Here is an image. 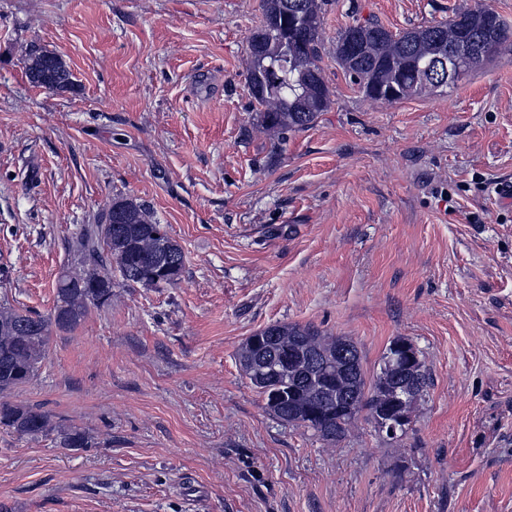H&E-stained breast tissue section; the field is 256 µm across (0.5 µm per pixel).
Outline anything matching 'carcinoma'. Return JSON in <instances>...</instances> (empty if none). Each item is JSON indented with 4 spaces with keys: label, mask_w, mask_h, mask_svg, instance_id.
Returning <instances> with one entry per match:
<instances>
[{
    "label": "carcinoma",
    "mask_w": 512,
    "mask_h": 512,
    "mask_svg": "<svg viewBox=\"0 0 512 512\" xmlns=\"http://www.w3.org/2000/svg\"><path fill=\"white\" fill-rule=\"evenodd\" d=\"M261 0L263 23L248 39L251 68L246 76L262 129L285 135L315 125L331 104L321 58L324 49L325 0ZM467 20L418 26L394 33L375 21L354 22L337 32L333 52L350 82L367 98L395 103L433 87L428 72L448 55V47L472 33L480 37L476 52L452 66L444 87L453 88L469 72L496 53L512 49V27L500 15L486 25L482 8L456 13ZM31 83L48 90L73 84L72 74L58 56L46 52L27 66ZM79 267L61 273L57 301L48 316L33 315L0 304V391L30 382L45 358L49 329L75 328L92 306L112 300V271L123 281L143 287L175 284L185 265L182 247L153 218L150 207L127 196H116L104 223L84 231L78 241ZM353 345L342 336H327L309 325L274 323L248 337L238 353L247 378L263 369L256 389L266 408L280 421L313 430L335 443L364 413L382 428L375 413H409L427 386L424 363L409 370L402 355L388 347L380 372L369 378L360 353L343 352ZM0 426L21 435L44 436L53 431L44 412L0 404ZM67 448H86L89 438L79 428L62 434Z\"/></svg>",
    "instance_id": "carcinoma-1"
}]
</instances>
